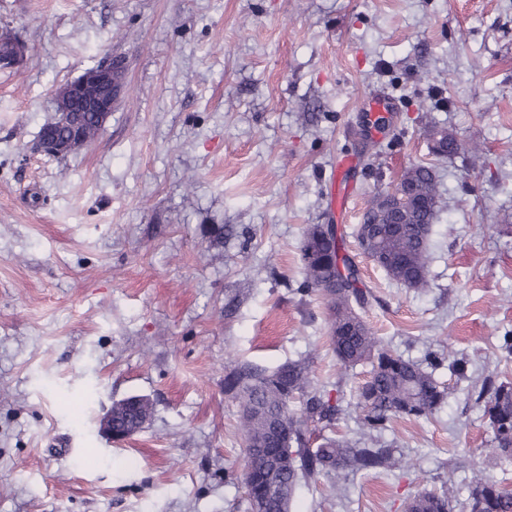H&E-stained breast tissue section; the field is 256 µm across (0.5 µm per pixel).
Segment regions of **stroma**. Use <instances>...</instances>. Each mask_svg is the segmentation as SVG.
Here are the masks:
<instances>
[{"instance_id": "1", "label": "stroma", "mask_w": 512, "mask_h": 512, "mask_svg": "<svg viewBox=\"0 0 512 512\" xmlns=\"http://www.w3.org/2000/svg\"><path fill=\"white\" fill-rule=\"evenodd\" d=\"M1 30L27 61L0 70V512H243L226 372L306 355L349 399L368 374L332 354L326 300L297 292L314 224L344 235L383 344L467 375L440 365L441 408L390 422L400 468L335 497L300 484L292 512H405L448 485L469 512L477 470L512 489L474 394L489 371L512 382V0H0ZM115 56L96 141L32 153L56 88ZM434 125L454 158L433 154ZM417 164L441 210L413 291L354 231ZM137 395L151 420L108 441L99 418Z\"/></svg>"}]
</instances>
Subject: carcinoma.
Wrapping results in <instances>:
<instances>
[{"mask_svg":"<svg viewBox=\"0 0 512 512\" xmlns=\"http://www.w3.org/2000/svg\"><path fill=\"white\" fill-rule=\"evenodd\" d=\"M432 151L451 157L459 151L449 132L437 137L430 132ZM400 184L424 199L409 224L396 228L383 222L387 196L376 198L356 231L364 255L403 288L428 286L430 241L439 210L437 184L431 167L408 169ZM324 225L307 229L301 243L304 280L298 292L320 293L327 301L331 320L328 337L336 359L347 370L371 366L369 377L358 387L355 408L361 428L359 444L325 436L344 414L341 390L331 392L314 383L309 362L287 360L273 368L240 361L224 376V394L237 404V429L246 448H278L276 476L284 486L281 497L265 504L266 512H291L301 482L330 480L349 472L384 473L396 469L398 460L383 447L378 435L396 418L419 419L433 415L448 397L433 373L381 344L356 311L370 302L371 293L360 287L358 270L344 253V240ZM299 401L297 411L291 409ZM493 432L492 453L501 463L512 461V383L485 378L476 397ZM153 403L145 396H132L116 403L112 428L119 434L137 432L152 418ZM262 458L244 457L242 468L250 469L252 481L245 483L246 512H253L259 483L254 481ZM471 512H512V490L483 471L469 481ZM453 491H423L406 504V512H451Z\"/></svg>","mask_w":512,"mask_h":512,"instance_id":"cac0c4a2","label":"carcinoma"}]
</instances>
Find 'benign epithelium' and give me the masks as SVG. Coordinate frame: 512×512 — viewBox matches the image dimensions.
Listing matches in <instances>:
<instances>
[{"label": "benign epithelium", "instance_id": "obj_1", "mask_svg": "<svg viewBox=\"0 0 512 512\" xmlns=\"http://www.w3.org/2000/svg\"><path fill=\"white\" fill-rule=\"evenodd\" d=\"M25 56V45L13 38L11 54L0 62L8 67H19ZM121 70L122 64L118 62H103L61 85L55 93V116L42 127L35 150L55 157L92 144L95 137L87 130L83 114L92 115L93 123L104 126L122 91Z\"/></svg>", "mask_w": 512, "mask_h": 512}]
</instances>
